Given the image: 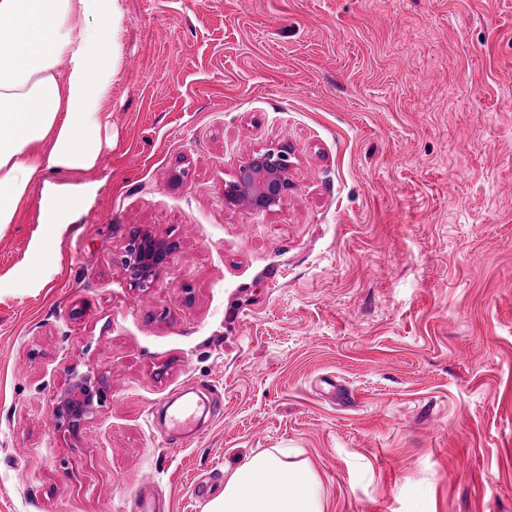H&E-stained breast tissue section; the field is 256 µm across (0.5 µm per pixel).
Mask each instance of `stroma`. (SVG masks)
<instances>
[{
    "instance_id": "35a3bbf8",
    "label": "stroma",
    "mask_w": 512,
    "mask_h": 512,
    "mask_svg": "<svg viewBox=\"0 0 512 512\" xmlns=\"http://www.w3.org/2000/svg\"><path fill=\"white\" fill-rule=\"evenodd\" d=\"M121 7L112 141L63 176L95 194L0 225V512H203L269 448L326 512H512V0ZM271 144L286 198L226 206ZM139 232L176 246L149 288ZM105 391L87 375L75 374L68 387L58 397L54 410L56 423L67 424L75 434L105 400Z\"/></svg>"
}]
</instances>
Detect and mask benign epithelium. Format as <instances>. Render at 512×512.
Wrapping results in <instances>:
<instances>
[{"instance_id":"obj_1","label":"benign epithelium","mask_w":512,"mask_h":512,"mask_svg":"<svg viewBox=\"0 0 512 512\" xmlns=\"http://www.w3.org/2000/svg\"><path fill=\"white\" fill-rule=\"evenodd\" d=\"M293 164L290 148L285 145L261 148L241 164L236 180L224 191V201L231 205L245 203L257 213L268 212L286 196L290 182L288 170ZM174 244L148 233L132 237L126 246L125 267L133 286L145 288L165 268ZM105 391L87 375L76 374L58 397L54 410L56 423L77 432L105 400Z\"/></svg>"}]
</instances>
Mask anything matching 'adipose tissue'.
I'll return each mask as SVG.
<instances>
[{
    "label": "adipose tissue",
    "mask_w": 512,
    "mask_h": 512,
    "mask_svg": "<svg viewBox=\"0 0 512 512\" xmlns=\"http://www.w3.org/2000/svg\"><path fill=\"white\" fill-rule=\"evenodd\" d=\"M120 0H0V224L14 223L35 182L40 221L69 224L95 190L47 173L89 172L110 125ZM203 512H325L321 480L292 448L248 457Z\"/></svg>",
    "instance_id": "1"
}]
</instances>
